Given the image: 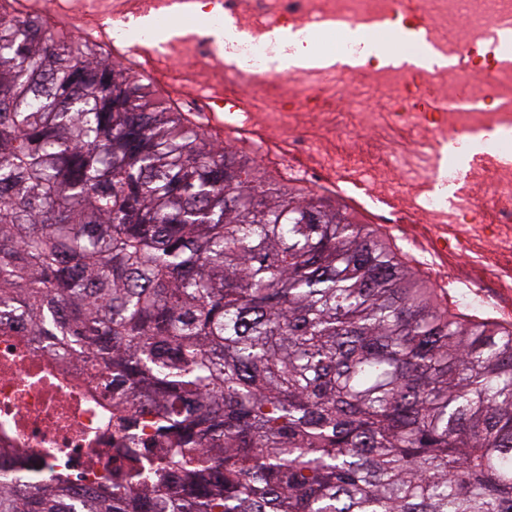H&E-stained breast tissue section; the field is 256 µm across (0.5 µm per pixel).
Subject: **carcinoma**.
<instances>
[{
    "label": "carcinoma",
    "instance_id": "1",
    "mask_svg": "<svg viewBox=\"0 0 512 512\" xmlns=\"http://www.w3.org/2000/svg\"><path fill=\"white\" fill-rule=\"evenodd\" d=\"M0 0V309L154 409L112 490L0 512H512V325Z\"/></svg>",
    "mask_w": 512,
    "mask_h": 512
}]
</instances>
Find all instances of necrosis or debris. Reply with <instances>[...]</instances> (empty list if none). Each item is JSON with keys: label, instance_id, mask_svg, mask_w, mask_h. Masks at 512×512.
<instances>
[{"label": "necrosis or debris", "instance_id": "obj_1", "mask_svg": "<svg viewBox=\"0 0 512 512\" xmlns=\"http://www.w3.org/2000/svg\"><path fill=\"white\" fill-rule=\"evenodd\" d=\"M415 15L426 19V36L441 52L473 48L469 63L415 73L368 62L337 68L316 82L304 70L288 74L268 65L276 54L298 43L310 46L325 33L331 36L327 53L357 57L359 45L331 22L407 26ZM506 19H512V0H224L212 15L214 25L228 23L236 32L224 42V88L264 104L246 119L225 112L224 142L247 140L256 156L284 169L294 183L347 186L370 202L373 223H432L449 206L435 190L449 171L442 154L449 141L501 129L510 137L491 145L492 154L512 149V64L480 51ZM280 26L290 35L273 37ZM164 50L194 79L186 88L188 103L206 111L212 36L198 30ZM392 132L402 136L403 148L392 145ZM421 154L433 162L423 174L410 164ZM463 182L448 254L481 256L484 279L511 289L501 269L512 259V168L473 163ZM387 195L396 197V208L380 205ZM116 402V391L87 366L60 358L42 337L0 312L1 473L75 476L88 489L110 486L118 449L149 446L154 420L147 411L118 423Z\"/></svg>", "mask_w": 512, "mask_h": 512}]
</instances>
